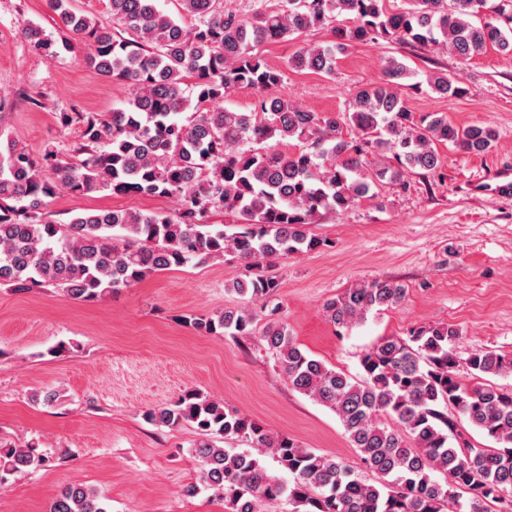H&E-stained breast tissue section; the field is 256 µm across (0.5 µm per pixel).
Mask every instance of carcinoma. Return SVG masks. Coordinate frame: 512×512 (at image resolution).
Masks as SVG:
<instances>
[{
	"mask_svg": "<svg viewBox=\"0 0 512 512\" xmlns=\"http://www.w3.org/2000/svg\"><path fill=\"white\" fill-rule=\"evenodd\" d=\"M157 2L109 0L117 27L108 30L72 10L70 0H48L61 39L38 26L25 29L31 50L49 59L83 46L86 64L124 83L128 95L110 112L60 113L62 125L80 128L68 158L51 146L34 154L0 139V287H51L91 302L150 273L228 256L239 260L252 276L232 282L229 291L250 295L259 310L189 315L184 323L208 335L247 337L265 318L262 340L289 388L336 414L376 480L187 390L145 412L152 424L190 423L201 435L193 448L199 476L184 495L212 490L227 512H259L262 502L277 500L291 506L289 512H492L495 504L512 512V389L483 381L511 375V354L470 353L468 384L455 355L457 328L419 326L366 349L360 376H350L296 343L279 308H268L278 284L264 272L274 259L328 245L308 229L315 216L344 212L375 196L380 184L400 187L417 169L436 170L439 143L484 153L496 131L451 125L436 113L415 124L393 90L415 72L393 56L384 58L378 82L357 90L350 111L311 112L273 93L282 72L260 53L265 43L324 26L329 42L293 54L288 67L332 75L336 55L379 37L444 49L462 62L490 48L512 53V0H406L393 10L385 0H280L277 10L252 17L224 10V0H176L178 21ZM482 6L507 14V21H482ZM426 82L441 98L462 93L446 72ZM239 87L257 92V111L221 105ZM346 125L361 137L344 139ZM289 140L299 143L297 151L280 149ZM370 153L380 159L370 160ZM101 191L174 199L179 208L85 210L66 224L46 216L49 200L61 192ZM216 210L235 217L236 231L209 222ZM405 293L390 280L363 283L328 300L325 316L349 330L368 313L397 306ZM461 419L495 447H471L458 433ZM214 435L244 438L252 450L217 446ZM266 454L291 480L268 472ZM45 461L36 447L0 443V487ZM50 512L111 510L105 497L72 483Z\"/></svg>",
	"mask_w": 512,
	"mask_h": 512,
	"instance_id": "cac0c4a2",
	"label": "carcinoma"
}]
</instances>
